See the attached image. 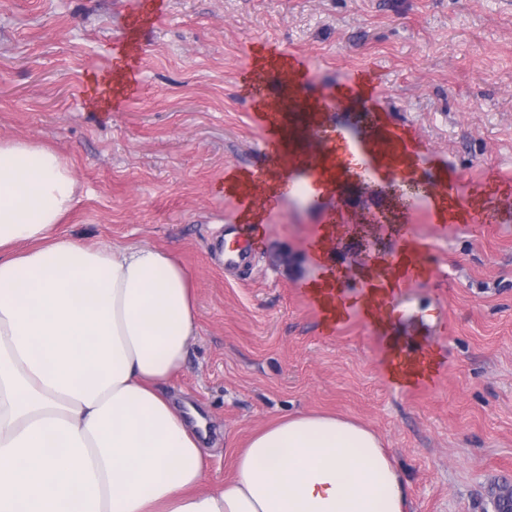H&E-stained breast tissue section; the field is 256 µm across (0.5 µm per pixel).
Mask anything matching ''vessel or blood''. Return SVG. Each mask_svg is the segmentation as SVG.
I'll return each mask as SVG.
<instances>
[{
	"mask_svg": "<svg viewBox=\"0 0 512 512\" xmlns=\"http://www.w3.org/2000/svg\"><path fill=\"white\" fill-rule=\"evenodd\" d=\"M272 69L279 71L286 85L285 93L275 102L250 92L251 87L265 84ZM238 83L242 91L248 92L253 105V117L261 130L258 152L271 167L270 179L305 188L307 195L316 200L322 193L336 192L354 175L351 168L337 161L338 153L357 157L371 171L381 164L400 165L409 160L428 169L425 181L430 192L426 200L432 223H499V209L468 207L467 199L474 189L462 186L447 162L437 160L430 150L419 149L410 136L398 132L379 92L365 76L351 75L341 88L324 86L309 62L275 47L265 59L241 69ZM343 107L360 113L364 133L333 122L336 110ZM233 233L237 243L224 256L229 268L251 259L245 225L234 227ZM383 263L395 269V276L367 277L366 288H389L398 293L413 287L420 278L421 267L416 262L394 254L384 258Z\"/></svg>",
	"mask_w": 512,
	"mask_h": 512,
	"instance_id": "vessel-or-blood-1",
	"label": "vessel or blood"
}]
</instances>
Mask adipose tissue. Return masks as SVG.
<instances>
[{"label":"adipose tissue","instance_id":"1","mask_svg":"<svg viewBox=\"0 0 512 512\" xmlns=\"http://www.w3.org/2000/svg\"><path fill=\"white\" fill-rule=\"evenodd\" d=\"M79 201L58 151L0 139V512H404L380 438L332 414L281 417L206 487L205 424L163 391L197 335L193 275L64 235Z\"/></svg>","mask_w":512,"mask_h":512}]
</instances>
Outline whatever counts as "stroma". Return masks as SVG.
<instances>
[{
  "instance_id": "obj_1",
  "label": "stroma",
  "mask_w": 512,
  "mask_h": 512,
  "mask_svg": "<svg viewBox=\"0 0 512 512\" xmlns=\"http://www.w3.org/2000/svg\"><path fill=\"white\" fill-rule=\"evenodd\" d=\"M118 40L134 91L99 110L88 80L112 72ZM267 42L325 83L372 72L397 123L480 185L482 204L512 211V0H0V138L50 145L73 166L81 194L65 234L163 248L190 268L198 336L167 390L207 421L209 484L255 430L333 412L382 437L407 512H483L490 488L512 482V220L430 223L402 194L417 172L337 192V267L366 265L370 238L395 253L403 224L426 248L419 283L389 309L404 350L438 354L422 386L389 381L386 341L362 312L323 329L304 290L321 223L306 197L284 190L252 265L226 272L239 209L224 179L265 167L237 74ZM374 213L382 224L366 225Z\"/></svg>"
}]
</instances>
